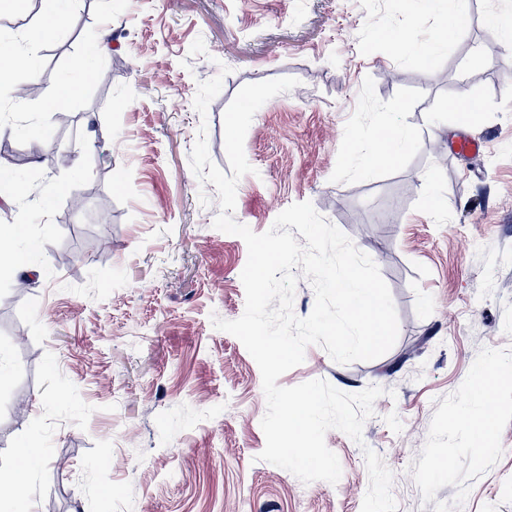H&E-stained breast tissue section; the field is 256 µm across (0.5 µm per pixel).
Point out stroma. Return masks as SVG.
<instances>
[{
    "instance_id": "obj_1",
    "label": "stroma",
    "mask_w": 512,
    "mask_h": 512,
    "mask_svg": "<svg viewBox=\"0 0 512 512\" xmlns=\"http://www.w3.org/2000/svg\"><path fill=\"white\" fill-rule=\"evenodd\" d=\"M47 9L0 15V52L21 31L43 60L31 97L0 95V165L29 176L0 225H24L44 271L22 288L0 273V482L35 448L31 512H361L367 446L397 512H512V384L473 390L512 370V78L497 68L512 32L488 21L512 0H81L50 31ZM106 28L111 53L90 57ZM218 75L199 115L197 84ZM279 77L298 84L252 120L233 217L263 233L311 202L372 258L398 318L381 357L339 364L312 345L278 380L383 388L363 444L327 432L334 484L259 458L260 369L212 325L244 312L247 246L214 228L218 194L189 163L202 134L228 169L226 108ZM67 80L78 93L48 110ZM393 119L399 159L366 167ZM466 135L486 149L458 153ZM55 154L69 164L46 169ZM477 414L493 422L482 443Z\"/></svg>"
}]
</instances>
